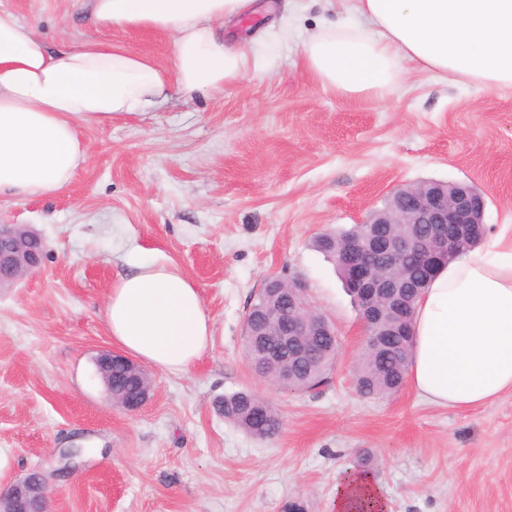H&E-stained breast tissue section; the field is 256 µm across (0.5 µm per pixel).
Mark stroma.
Here are the masks:
<instances>
[{"label":"stroma","instance_id":"1","mask_svg":"<svg viewBox=\"0 0 512 512\" xmlns=\"http://www.w3.org/2000/svg\"><path fill=\"white\" fill-rule=\"evenodd\" d=\"M224 39L269 48L270 66L225 90L82 128L88 161L55 197L0 198V224L42 236L41 267L0 291V487L39 469L51 512H334L345 471L366 469L387 512H512V392L466 411L411 386L361 396L363 323L312 242L362 222L395 188L468 182L488 228L512 224V90L481 91L411 70L383 99L315 85L298 36L267 35L277 8L296 26L342 22L341 0H257ZM88 0H0L48 43L111 42L171 61L166 35L93 22ZM166 258L199 288L213 345L185 375L148 368L140 409L112 405L95 361L112 349L103 311L135 262ZM270 277L303 279L334 324L330 381L291 392L243 353L247 314ZM276 408L260 440L225 421L224 396ZM81 448L72 470L63 448Z\"/></svg>","mask_w":512,"mask_h":512}]
</instances>
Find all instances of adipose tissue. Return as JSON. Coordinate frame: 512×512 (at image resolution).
I'll return each instance as SVG.
<instances>
[{
  "instance_id": "adipose-tissue-1",
  "label": "adipose tissue",
  "mask_w": 512,
  "mask_h": 512,
  "mask_svg": "<svg viewBox=\"0 0 512 512\" xmlns=\"http://www.w3.org/2000/svg\"><path fill=\"white\" fill-rule=\"evenodd\" d=\"M105 30L171 38V66L123 45L49 47L33 24L0 9V198L52 197L87 161L78 135L167 102L263 76L264 55L226 44L225 20L255 0H90ZM342 27L302 42L305 71L347 98H380L409 66L485 91L512 89V0H353ZM116 346L171 374L190 371L212 345L198 288L153 259L113 282L104 310ZM409 380L425 402L468 411L512 391V233L500 228L442 266L418 298ZM386 512L371 475L352 472L336 512L359 501Z\"/></svg>"
}]
</instances>
